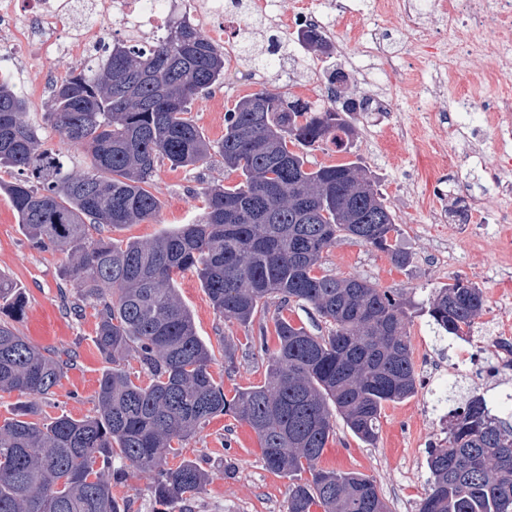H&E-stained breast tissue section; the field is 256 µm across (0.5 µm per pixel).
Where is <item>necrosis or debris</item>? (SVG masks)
Listing matches in <instances>:
<instances>
[{
    "label": "necrosis or debris",
    "instance_id": "necrosis-or-debris-1",
    "mask_svg": "<svg viewBox=\"0 0 512 512\" xmlns=\"http://www.w3.org/2000/svg\"><path fill=\"white\" fill-rule=\"evenodd\" d=\"M184 11L198 27L222 43L230 61L240 58L237 37H226L225 22L244 29L257 20L275 22L277 30H318L331 35L336 21L349 17V0H325L313 9L300 0L290 15L277 10V0H0V49L11 60L37 63L52 57L96 55L103 27H113L118 40L143 48L152 46L173 12ZM439 15L448 28L461 20L482 24L494 20L496 28H512V0H375L365 22L350 32L351 44L364 55L379 56L392 69H400L407 49L386 52L381 44L389 18H398L418 31L423 12ZM487 66L478 83L512 84V42L487 37L471 48L441 42L434 69L439 77L466 71L473 57ZM487 112L498 140L493 162L482 165L484 185L497 190L505 202L495 218V251L502 261L512 260V93L503 92L488 102Z\"/></svg>",
    "mask_w": 512,
    "mask_h": 512
}]
</instances>
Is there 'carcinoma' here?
<instances>
[{
    "label": "carcinoma",
    "instance_id": "obj_1",
    "mask_svg": "<svg viewBox=\"0 0 512 512\" xmlns=\"http://www.w3.org/2000/svg\"><path fill=\"white\" fill-rule=\"evenodd\" d=\"M222 47L185 17L149 49L104 42L79 72L52 88L44 119L85 154L69 169L26 121V100L0 79V168L19 225L39 249L61 251L64 278L96 311L95 345L109 363L93 416H41L71 355L40 348L14 322L25 299L0 273V393L30 398L0 422V512H126L112 481L128 471L152 478L157 502L189 503L209 480L197 463L164 468L168 455L212 417L231 414L257 435L267 467L290 480L288 512H389L375 482L318 468L341 417L373 442L384 404L412 396L417 372L407 340V302L356 277L321 271L342 238L387 252L401 229L356 161L308 166L304 149L330 140L350 152L342 113L264 89L224 115V138L207 139L191 117L200 93L223 82ZM218 156L238 177L204 189L198 221L148 240L93 234L154 219L150 190L158 163L196 168ZM197 274L216 313L250 324L270 300L312 306L329 323L315 336L275 320L277 348L263 383L228 398L211 366L213 347L196 331L176 278ZM485 304L481 288L457 280L438 289L427 313L462 336ZM133 358L148 382L125 369ZM430 490L419 512H512V425L470 396L448 416V437L427 461Z\"/></svg>",
    "mask_w": 512,
    "mask_h": 512
}]
</instances>
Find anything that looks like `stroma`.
Returning <instances> with one entry per match:
<instances>
[{
	"label": "stroma",
	"mask_w": 512,
	"mask_h": 512,
	"mask_svg": "<svg viewBox=\"0 0 512 512\" xmlns=\"http://www.w3.org/2000/svg\"><path fill=\"white\" fill-rule=\"evenodd\" d=\"M346 40V29L340 24L336 27V52L322 53L289 43L287 56L269 71L262 85L250 78L252 62L241 60L238 67L226 69L223 84L195 98L194 119L206 138L219 141L224 136V114L234 106L237 97L264 87L283 86L288 92H295V85L286 84L285 79L302 76L309 64L321 69L324 80L323 86L311 92L309 102L338 108L347 99L361 98L363 85L351 81L339 88L334 85L337 73L348 70L342 51ZM405 40L411 50L400 71H391L383 60H376L372 84L376 90L397 88L396 109L356 111L349 113L348 120L355 131L353 150L395 214L401 227L400 244L409 259L399 266L388 253L345 239L325 252L322 265L327 273L360 277L401 295L409 303L407 335L418 373L415 394L384 405L373 443L360 441L344 423H337L318 462L319 468L325 470L357 472L373 479L391 512H418L429 491L428 453L442 436L439 414L434 409L438 397L451 395L453 406L458 407L467 397L481 394L489 409L495 410L506 394H512V370L499 374L494 386L481 379L488 364L502 354L491 341L492 324L498 318L512 321V308L498 312L495 301L500 293H512V282L498 279L493 242L487 237L478 244L460 241L447 265H440L434 255L438 231L428 217L433 206L445 207L448 216H455L465 198L463 182H479L480 173L471 168L467 149L473 135L484 138V157L493 160L495 136L484 124V104L496 97L500 89L487 85L473 90L468 77L461 74L447 81L441 96L426 95L425 86L432 70L431 43L408 39L401 24L390 21L389 47H397ZM81 63V57L72 56L37 66L0 68V77L11 79L25 98L26 117L39 125L46 145L62 149L69 165L77 169L84 165L82 151L62 145L58 135L44 125L43 114L52 75L71 74ZM229 83L236 85L237 96H225L224 87ZM462 96L472 97L474 105L460 131L452 138L440 140L436 149L418 152L412 145L392 141L391 128L398 121L415 126L422 137H431L427 114L447 111L449 102ZM228 181L224 163L217 156L192 170L161 163L152 181V190L161 201L157 217L122 227L115 236L146 240L176 225L191 223L203 211L202 189ZM408 183L415 186V194L402 193V186ZM67 264L66 254L31 245L8 197L0 192V271L13 279L26 301L25 312L16 327L33 343L70 352L75 360L53 394L40 400L39 405L46 416L67 414L80 419L96 410L98 381L106 362L93 342L97 319L92 304H84L78 313L61 304L59 290L65 285L63 271ZM457 280L479 284L485 295L484 309L475 320L471 337L465 340L437 337L427 315L436 289ZM177 287L193 315L198 335L213 348H220L226 341L235 348L233 371H225L220 361L212 366L214 377L222 382L229 396L263 381L265 349H259L253 340L265 336L266 349L275 348L276 318H286L317 336L328 332L327 324L314 309L295 304L282 307L270 303L265 314L249 326L220 318L198 277L190 271L179 277ZM463 348L478 354L480 360L460 371L456 364ZM185 460L196 462L210 475L204 491L191 504L192 512H286L289 479L266 467L256 434L232 416L213 417L196 436L184 442L179 456L168 457L167 465L174 468ZM112 493L119 503L127 504L128 512H179L178 506L163 508L156 504L150 480L133 473L114 483Z\"/></svg>",
	"instance_id": "1"
}]
</instances>
